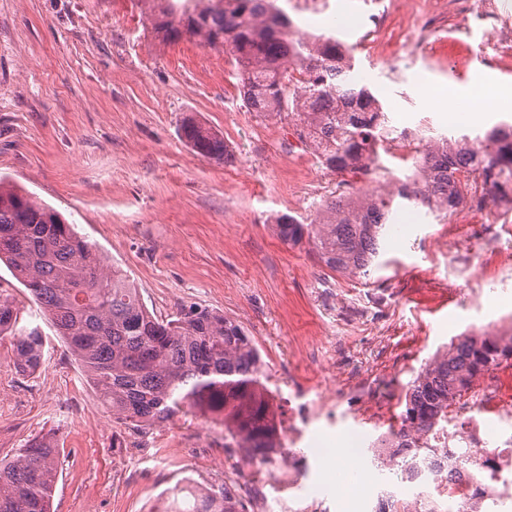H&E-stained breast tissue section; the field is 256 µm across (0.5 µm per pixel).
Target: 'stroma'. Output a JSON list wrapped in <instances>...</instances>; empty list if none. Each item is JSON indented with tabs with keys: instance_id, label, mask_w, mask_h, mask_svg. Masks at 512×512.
Instances as JSON below:
<instances>
[{
	"instance_id": "stroma-1",
	"label": "stroma",
	"mask_w": 512,
	"mask_h": 512,
	"mask_svg": "<svg viewBox=\"0 0 512 512\" xmlns=\"http://www.w3.org/2000/svg\"><path fill=\"white\" fill-rule=\"evenodd\" d=\"M347 2L359 27L354 73L398 130L459 134L512 122L483 100L476 119L451 120L429 90L472 89L485 76L512 84V56L490 31L461 27L455 0H432V47L409 37V0H327L316 14L281 7L326 32ZM224 139L216 162L180 138L184 117ZM0 176L60 212L108 266L126 273L159 315L198 305L237 319L278 384L280 430L297 423L290 472L262 476L266 505L246 512H353L355 479L322 485L320 439L340 431L362 442L397 426L408 383L451 339L512 336V210L462 208L439 221L411 215L397 249L385 250L370 283L322 269L306 247L284 244L276 217L308 216L341 190L298 139L290 120L247 111L231 53L183 37L163 45L135 0H0ZM6 289L46 338L45 364L21 374L0 339V459L37 436L61 448L52 512H141L188 476L220 490L199 445L229 463L224 425L189 411L141 433L102 404L80 363L26 289L0 263ZM487 425L512 408V368H497L468 395Z\"/></svg>"
}]
</instances>
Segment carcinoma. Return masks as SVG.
<instances>
[{
  "instance_id": "carcinoma-1",
  "label": "carcinoma",
  "mask_w": 512,
  "mask_h": 512,
  "mask_svg": "<svg viewBox=\"0 0 512 512\" xmlns=\"http://www.w3.org/2000/svg\"><path fill=\"white\" fill-rule=\"evenodd\" d=\"M165 44L183 37L227 47L239 67L243 105L267 121L296 119V134L320 164L353 184L378 182L356 195L339 194L314 214H282L284 243L305 245L326 269L370 280L394 230L396 202L425 215H453L468 199L477 207L512 200V124L482 134L422 137L413 175L379 181L382 156L403 146L388 111L354 75L353 48L333 32L294 37V19L268 0H137ZM300 68L301 82L289 75ZM180 136L197 153L224 160V140L183 119ZM0 261L40 304L68 351L81 363L112 417L132 428L168 422L186 410L224 422V441L251 460L282 454L268 375L253 338L222 313L191 306L162 318L137 288L53 208L0 178ZM12 340L20 372L43 364L45 337L25 321L13 297L0 291V337ZM512 360V336H463L438 351L409 383L390 459L400 463L445 449L448 463H464L466 437L456 406L474 384ZM60 448L37 437L15 460L0 463V512H51ZM501 474L496 457L483 461L482 480ZM166 512H242L229 491L201 497L175 487Z\"/></svg>"
}]
</instances>
